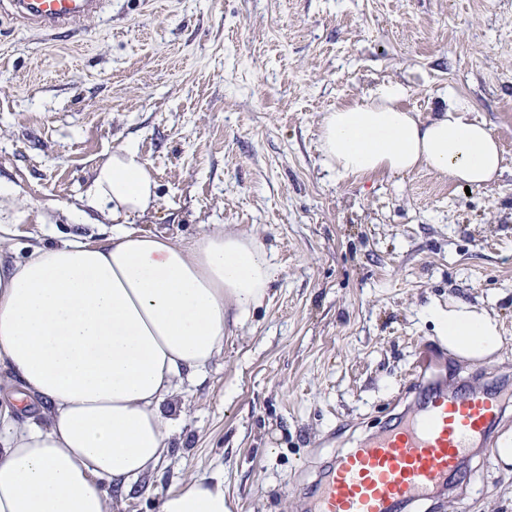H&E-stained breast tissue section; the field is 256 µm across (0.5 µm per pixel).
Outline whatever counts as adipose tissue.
Wrapping results in <instances>:
<instances>
[{
	"mask_svg": "<svg viewBox=\"0 0 512 512\" xmlns=\"http://www.w3.org/2000/svg\"><path fill=\"white\" fill-rule=\"evenodd\" d=\"M404 85L385 81L326 113L321 154L338 176L420 167L486 187L504 170L491 129L449 93L436 114L401 108ZM158 205L156 182L135 144L95 170L84 206L111 219L112 235L30 245L24 259L0 247V375L38 416L0 405V512H112L169 451L162 405L183 376L203 375L224 350L228 317L261 304L277 267L257 238L216 228L188 242L127 228ZM450 350L479 358L501 344L495 316L460 300L427 311ZM160 512H230L224 477L193 476L168 491Z\"/></svg>",
	"mask_w": 512,
	"mask_h": 512,
	"instance_id": "ef3b65f1",
	"label": "adipose tissue"
}]
</instances>
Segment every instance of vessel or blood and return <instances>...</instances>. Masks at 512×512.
I'll list each match as a JSON object with an SVG mask.
<instances>
[{
	"label": "vessel or blood",
	"mask_w": 512,
	"mask_h": 512,
	"mask_svg": "<svg viewBox=\"0 0 512 512\" xmlns=\"http://www.w3.org/2000/svg\"><path fill=\"white\" fill-rule=\"evenodd\" d=\"M31 25L58 35L73 32L99 0H10ZM439 354L425 351L411 374L414 412L400 414L336 458L304 512H412L457 479L472 488L466 467L475 449L494 444L512 384L480 387L462 379L449 385Z\"/></svg>",
	"instance_id": "obj_1"
}]
</instances>
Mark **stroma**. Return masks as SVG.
<instances>
[{"label": "stroma", "instance_id": "1", "mask_svg": "<svg viewBox=\"0 0 512 512\" xmlns=\"http://www.w3.org/2000/svg\"><path fill=\"white\" fill-rule=\"evenodd\" d=\"M384 80L423 117L468 96V120L503 151L497 182L337 177L321 118ZM128 141L159 196L131 229L251 232L279 273L164 404L170 450L117 512H160L170 488L216 472L231 512H300L331 458L409 407V374L438 334L429 305L461 300L501 325L483 366L448 353L449 379H512V0H106L53 40L0 0V180L28 211L17 258L111 236L110 220L69 213ZM468 466L478 495L452 482L417 512H512V464Z\"/></svg>", "mask_w": 512, "mask_h": 512}]
</instances>
